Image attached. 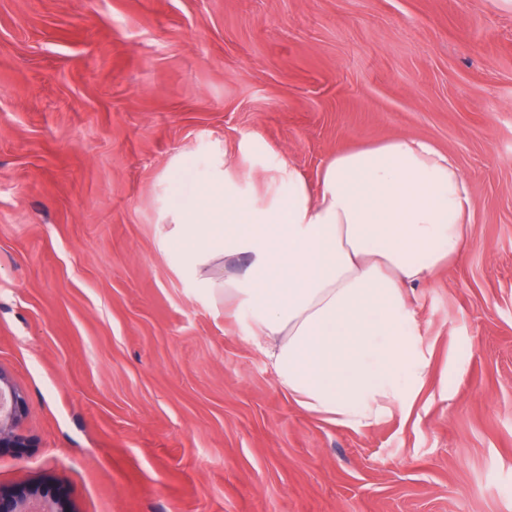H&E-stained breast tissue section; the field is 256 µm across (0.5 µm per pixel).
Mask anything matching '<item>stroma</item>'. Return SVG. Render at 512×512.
<instances>
[{"mask_svg":"<svg viewBox=\"0 0 512 512\" xmlns=\"http://www.w3.org/2000/svg\"><path fill=\"white\" fill-rule=\"evenodd\" d=\"M421 137L471 241L410 291L409 416L302 410L166 211L213 160ZM0 490L70 512H512V0H0ZM26 409L24 394L14 387L0 371V448H15L19 443L14 430Z\"/></svg>","mask_w":512,"mask_h":512,"instance_id":"1","label":"stroma"}]
</instances>
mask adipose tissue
<instances>
[{"instance_id":"adipose-tissue-1","label":"adipose tissue","mask_w":512,"mask_h":512,"mask_svg":"<svg viewBox=\"0 0 512 512\" xmlns=\"http://www.w3.org/2000/svg\"><path fill=\"white\" fill-rule=\"evenodd\" d=\"M171 241L211 294L246 308L276 380L308 413L360 427L409 415L428 362L407 289L470 243L469 184L429 141L215 168L170 211Z\"/></svg>"}]
</instances>
